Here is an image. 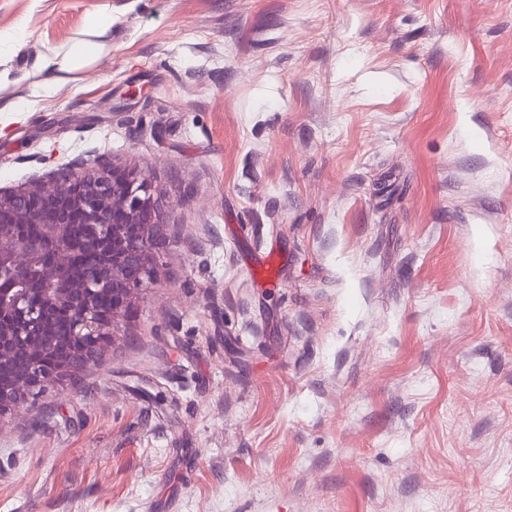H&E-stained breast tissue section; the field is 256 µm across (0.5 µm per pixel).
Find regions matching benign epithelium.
<instances>
[{"label": "benign epithelium", "mask_w": 512, "mask_h": 512, "mask_svg": "<svg viewBox=\"0 0 512 512\" xmlns=\"http://www.w3.org/2000/svg\"><path fill=\"white\" fill-rule=\"evenodd\" d=\"M31 224L37 240L22 233ZM74 224L91 228L83 248L93 257L77 273ZM160 224L150 177L115 165L74 162L47 184L0 189V420L98 363L151 283Z\"/></svg>", "instance_id": "1"}]
</instances>
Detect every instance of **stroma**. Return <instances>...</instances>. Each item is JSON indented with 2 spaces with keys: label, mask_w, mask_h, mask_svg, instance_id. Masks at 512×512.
Segmentation results:
<instances>
[{
  "label": "stroma",
  "mask_w": 512,
  "mask_h": 512,
  "mask_svg": "<svg viewBox=\"0 0 512 512\" xmlns=\"http://www.w3.org/2000/svg\"><path fill=\"white\" fill-rule=\"evenodd\" d=\"M0 72V188L162 213L80 391L0 421V512H512V0H0ZM97 45L91 42L78 43L71 46L66 53L63 61L57 60L55 56H45L40 62V68L55 74L56 80H62L59 72L69 73L73 70L81 68L87 61L95 56Z\"/></svg>",
  "instance_id": "35a3bbf8"
}]
</instances>
